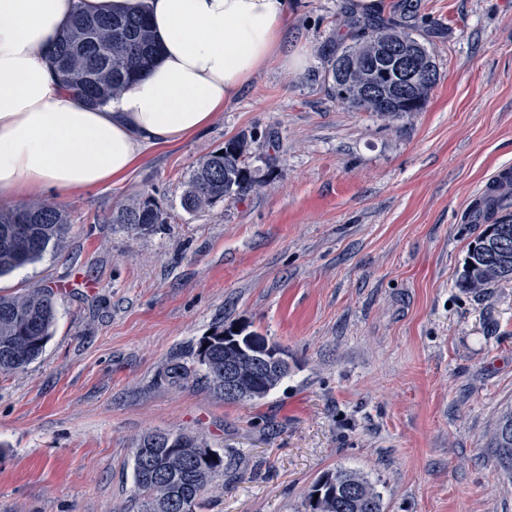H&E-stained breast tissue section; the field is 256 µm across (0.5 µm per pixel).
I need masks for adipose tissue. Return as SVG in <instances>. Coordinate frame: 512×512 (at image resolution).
<instances>
[{"mask_svg":"<svg viewBox=\"0 0 512 512\" xmlns=\"http://www.w3.org/2000/svg\"><path fill=\"white\" fill-rule=\"evenodd\" d=\"M146 10L156 64L91 108L59 83L51 53L77 11ZM288 0H0V201L124 180L147 151L204 131L277 56Z\"/></svg>","mask_w":512,"mask_h":512,"instance_id":"obj_1","label":"adipose tissue"}]
</instances>
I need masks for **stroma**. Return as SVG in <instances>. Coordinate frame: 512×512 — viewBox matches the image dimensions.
<instances>
[{
    "label": "stroma",
    "mask_w": 512,
    "mask_h": 512,
    "mask_svg": "<svg viewBox=\"0 0 512 512\" xmlns=\"http://www.w3.org/2000/svg\"><path fill=\"white\" fill-rule=\"evenodd\" d=\"M352 0H292L281 51L200 135L148 151L123 182L60 201L56 252L0 278L51 286L42 356L0 376V512H139L137 439L204 438L224 474L201 512H306L323 472L366 476L385 512H512L490 444L512 407V282L456 281L479 233L463 216L512 165V0H412L410 31L439 80L390 121L330 94L324 44ZM255 133L259 192L197 215L180 206L203 154ZM149 196L162 224L113 210ZM288 354L257 402L175 385L219 326Z\"/></svg>",
    "instance_id": "1"
}]
</instances>
